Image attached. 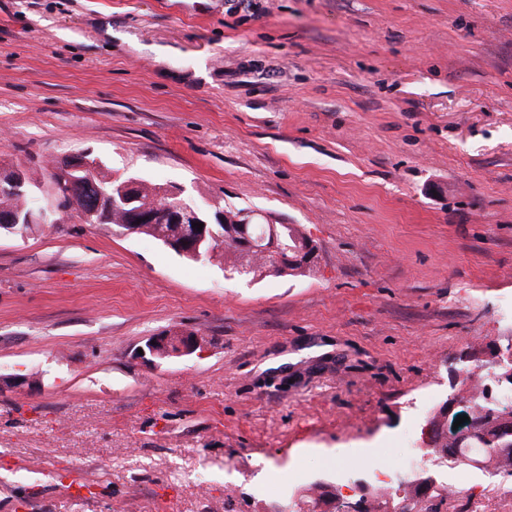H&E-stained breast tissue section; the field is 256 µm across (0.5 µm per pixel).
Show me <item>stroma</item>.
<instances>
[{
	"mask_svg": "<svg viewBox=\"0 0 512 512\" xmlns=\"http://www.w3.org/2000/svg\"><path fill=\"white\" fill-rule=\"evenodd\" d=\"M78 153L299 225L319 263L249 282L73 216L0 237V512H512L478 476L329 471L430 444L512 341V0H0V169L54 207ZM178 332L206 343L138 358ZM152 342H155V345H152ZM203 342L202 336L188 335L184 336L181 341L174 342L175 347L173 348L168 344L165 336H152L141 348L143 355L138 354V356L148 364H156L157 361L165 358L190 356L202 348ZM447 465V466H446ZM427 468H449L448 463H438L427 448L408 443L401 462L393 465L386 460V449L368 454L353 456L344 462L336 463V483L350 490L357 488L361 476H366L382 489L398 491L412 487L419 475ZM355 479L353 480V476Z\"/></svg>",
	"mask_w": 512,
	"mask_h": 512,
	"instance_id": "1",
	"label": "stroma"
}]
</instances>
